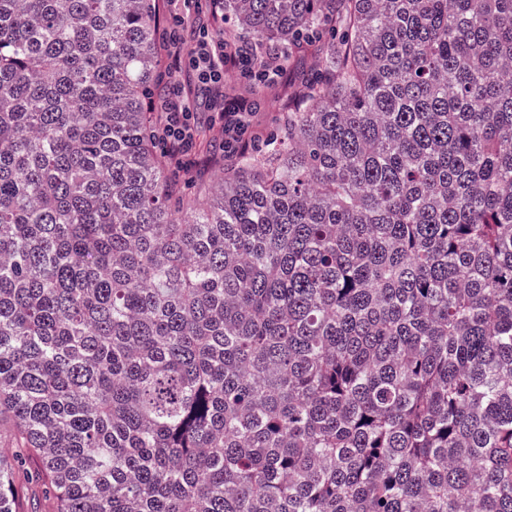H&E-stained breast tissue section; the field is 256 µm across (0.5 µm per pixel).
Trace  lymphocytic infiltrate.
<instances>
[{
  "instance_id": "obj_1",
  "label": "lymphocytic infiltrate",
  "mask_w": 512,
  "mask_h": 512,
  "mask_svg": "<svg viewBox=\"0 0 512 512\" xmlns=\"http://www.w3.org/2000/svg\"><path fill=\"white\" fill-rule=\"evenodd\" d=\"M164 39L169 49L170 72L190 69L206 85L212 102V122L222 132L225 156L241 154L254 146L255 114L245 101L226 99L224 83L229 78L242 86L271 82L281 70L277 59L272 57L265 64L255 65L251 49L224 43L202 23L183 32L176 28L167 30ZM159 108L163 121L156 133L157 146L180 171H190L197 154L193 98L181 84L175 83L162 97Z\"/></svg>"
}]
</instances>
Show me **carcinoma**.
Here are the masks:
<instances>
[{
  "mask_svg": "<svg viewBox=\"0 0 512 512\" xmlns=\"http://www.w3.org/2000/svg\"><path fill=\"white\" fill-rule=\"evenodd\" d=\"M313 68L189 194L163 0H0V512H512V0H223ZM163 121L156 133L160 152L182 172L197 165V133L193 97L178 82L162 97L159 104Z\"/></svg>",
  "mask_w": 512,
  "mask_h": 512,
  "instance_id": "carcinoma-1",
  "label": "carcinoma"
}]
</instances>
